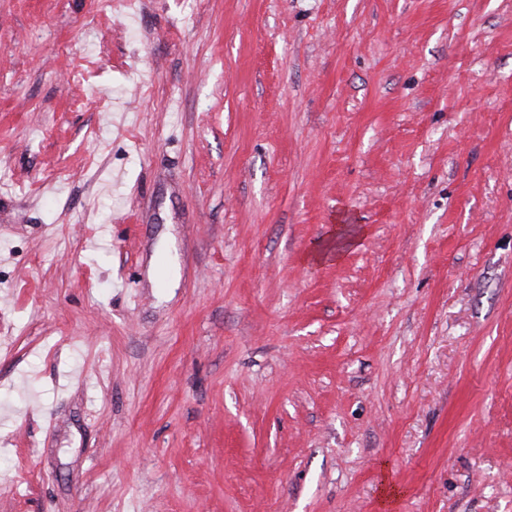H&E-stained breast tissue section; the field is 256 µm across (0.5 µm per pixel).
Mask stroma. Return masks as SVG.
Masks as SVG:
<instances>
[{
  "instance_id": "1",
  "label": "stroma",
  "mask_w": 512,
  "mask_h": 512,
  "mask_svg": "<svg viewBox=\"0 0 512 512\" xmlns=\"http://www.w3.org/2000/svg\"><path fill=\"white\" fill-rule=\"evenodd\" d=\"M0 512H512V0H0Z\"/></svg>"
}]
</instances>
